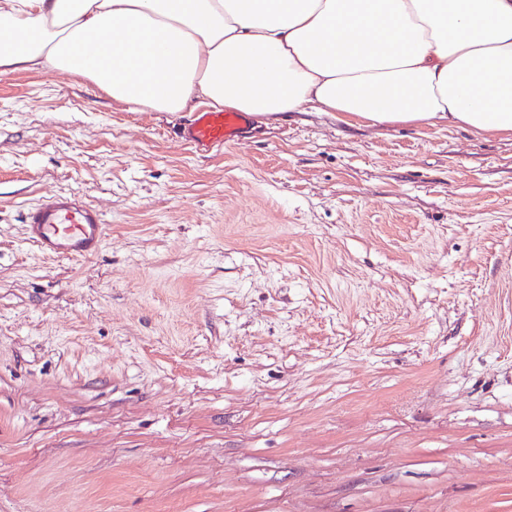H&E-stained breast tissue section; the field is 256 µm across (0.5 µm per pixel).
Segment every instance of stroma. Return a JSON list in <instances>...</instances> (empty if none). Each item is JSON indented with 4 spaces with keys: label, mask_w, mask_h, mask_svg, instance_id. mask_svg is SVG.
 Returning a JSON list of instances; mask_svg holds the SVG:
<instances>
[{
    "label": "stroma",
    "mask_w": 512,
    "mask_h": 512,
    "mask_svg": "<svg viewBox=\"0 0 512 512\" xmlns=\"http://www.w3.org/2000/svg\"><path fill=\"white\" fill-rule=\"evenodd\" d=\"M185 118L0 75V512H512V135ZM26 240L41 252L61 258H89L99 253L106 235L100 209L72 191L41 196L25 214Z\"/></svg>",
    "instance_id": "obj_1"
}]
</instances>
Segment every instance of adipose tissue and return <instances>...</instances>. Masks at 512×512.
<instances>
[{
    "label": "adipose tissue",
    "instance_id": "obj_1",
    "mask_svg": "<svg viewBox=\"0 0 512 512\" xmlns=\"http://www.w3.org/2000/svg\"><path fill=\"white\" fill-rule=\"evenodd\" d=\"M40 68L141 111L512 134V0H0V74Z\"/></svg>",
    "mask_w": 512,
    "mask_h": 512
}]
</instances>
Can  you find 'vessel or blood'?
<instances>
[{
	"mask_svg": "<svg viewBox=\"0 0 512 512\" xmlns=\"http://www.w3.org/2000/svg\"><path fill=\"white\" fill-rule=\"evenodd\" d=\"M250 125L246 112L201 110L184 125L181 137L196 151L207 153L240 141ZM25 224L28 242L53 257L95 256L106 235L101 210L72 191L41 196L26 212Z\"/></svg>",
	"mask_w": 512,
	"mask_h": 512,
	"instance_id": "b4317fda",
	"label": "vessel or blood"
}]
</instances>
